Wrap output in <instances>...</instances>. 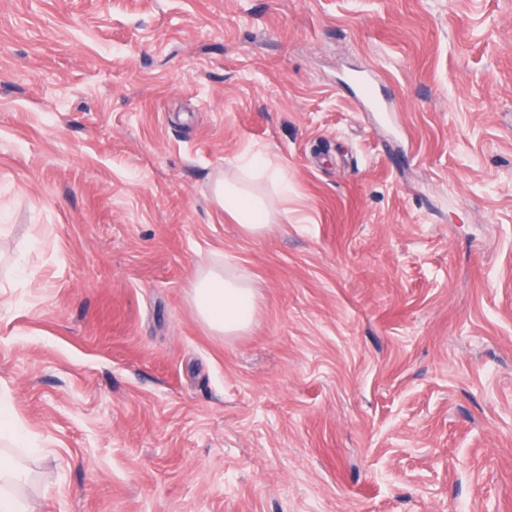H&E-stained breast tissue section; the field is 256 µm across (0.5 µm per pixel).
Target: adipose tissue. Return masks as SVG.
Segmentation results:
<instances>
[{
	"mask_svg": "<svg viewBox=\"0 0 512 512\" xmlns=\"http://www.w3.org/2000/svg\"><path fill=\"white\" fill-rule=\"evenodd\" d=\"M212 198L243 233L253 237L263 235L283 216L274 199L242 180L216 179ZM257 301L256 288L242 276L219 267H197L192 302L199 318L212 332L235 336L247 331L257 312ZM28 481V470L11 454L1 453L0 512H30L28 499L21 491Z\"/></svg>",
	"mask_w": 512,
	"mask_h": 512,
	"instance_id": "obj_1",
	"label": "adipose tissue"
}]
</instances>
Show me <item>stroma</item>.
Instances as JSON below:
<instances>
[{
  "instance_id": "35a3bbf8",
  "label": "stroma",
  "mask_w": 512,
  "mask_h": 512,
  "mask_svg": "<svg viewBox=\"0 0 512 512\" xmlns=\"http://www.w3.org/2000/svg\"><path fill=\"white\" fill-rule=\"evenodd\" d=\"M0 401L34 512H512V0H0ZM236 165L244 172L259 171L277 186L281 198L288 197L290 187L282 169L272 168L267 164L266 156L262 153L248 154L236 159ZM216 206L230 216L246 235L261 236L270 230L279 218L287 219V211H280L267 194L255 191L243 180L231 182L217 178L212 186ZM192 302L197 315L214 333L236 336L249 329L257 312L252 283L224 268L199 266L194 273Z\"/></svg>"
}]
</instances>
